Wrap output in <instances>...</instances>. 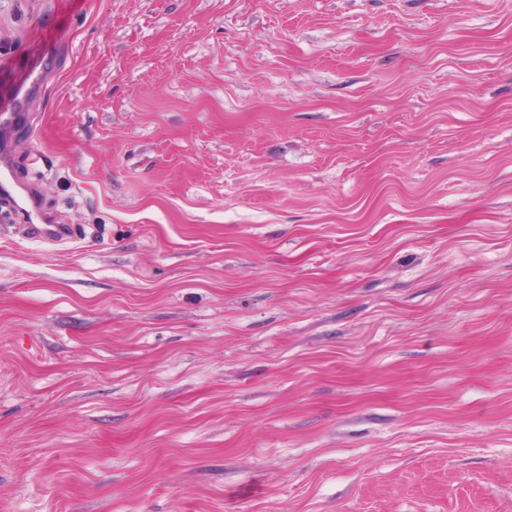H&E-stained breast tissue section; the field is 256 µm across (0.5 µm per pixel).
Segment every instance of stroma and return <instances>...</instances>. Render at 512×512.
I'll return each mask as SVG.
<instances>
[{"mask_svg":"<svg viewBox=\"0 0 512 512\" xmlns=\"http://www.w3.org/2000/svg\"><path fill=\"white\" fill-rule=\"evenodd\" d=\"M0 512H512V0H0ZM42 72V64L40 60L37 59L30 67L27 76L19 84L15 100L11 103H0L1 115H4V112H10L12 106L18 105L28 98L31 92L40 84V76ZM9 163L6 159L0 161V191L2 194L15 195L21 204L18 203V207L21 211L25 212L30 219L35 217L36 219L42 220V214L38 210L35 201L31 195V191L24 185L11 182L8 176ZM26 202L29 203L30 208L26 207Z\"/></svg>","mask_w":512,"mask_h":512,"instance_id":"1","label":"stroma"}]
</instances>
